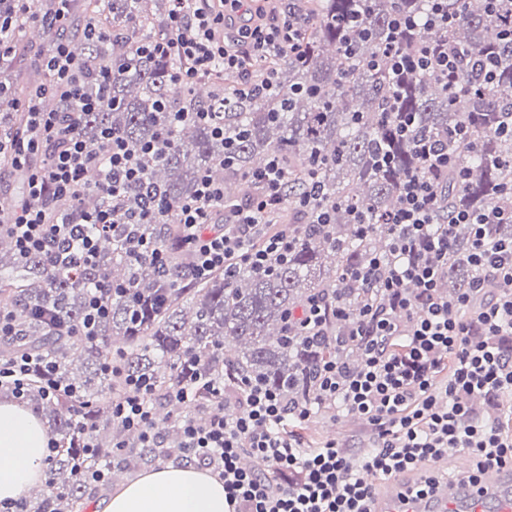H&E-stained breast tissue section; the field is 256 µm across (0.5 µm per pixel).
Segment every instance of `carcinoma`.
Instances as JSON below:
<instances>
[{"instance_id":"cac0c4a2","label":"carcinoma","mask_w":512,"mask_h":512,"mask_svg":"<svg viewBox=\"0 0 512 512\" xmlns=\"http://www.w3.org/2000/svg\"><path fill=\"white\" fill-rule=\"evenodd\" d=\"M302 42L292 55L250 62L257 76L276 74V84L260 99L239 95L221 69L210 75L214 91L206 104L224 113V139L210 128L186 123L174 130L171 144L159 158L146 162L148 182L158 187L166 215L157 224H143L140 234L161 247L172 245V214L192 196L201 174L231 186L243 181L272 155L280 156L288 175V232L297 246L285 263L265 273L241 265L226 275L186 282L183 258L174 257L172 274L160 277L150 258L136 261L125 241L114 235L100 239L98 264L92 270L65 269L41 255L22 259L13 243L0 249V294L20 311L18 336L3 338L0 357L20 346L57 364L55 377L78 388L82 404L63 396L44 399L40 377L32 374L29 400L51 422L54 448L52 478L38 490L34 512H83L85 496L105 489L87 477L102 466L141 467L176 451L180 435L167 416L164 448L129 447L112 458L118 426L110 403L122 392L126 376H141L154 386V403L164 407L171 391L210 376L235 387L256 379L286 398L304 399L317 355L336 356L334 340L318 354L304 344L289 323L313 296L325 295L352 311L370 289L358 286L353 271L384 252L386 220L397 205L400 184L410 173L431 179L440 196L443 219L449 209L484 210L512 204V133L499 127L512 113V0H502L490 14L486 0H448L459 14L450 31L425 25L428 0H295ZM169 0H87L84 25L106 28L112 40L86 43L81 53L82 89L100 96L98 73L112 68V106L87 114L80 131L94 144L100 130L121 135L128 148L140 146L169 129L170 113L200 102L172 87L173 59L141 57L136 45L165 32ZM404 11L417 26L401 47L424 45L455 49L464 67L458 74L397 76L380 64L391 17ZM490 58L496 80L476 81L472 64ZM415 117L414 138L438 140L454 151L466 171L457 180L422 167L413 138L398 134V118ZM465 124L472 140L460 143L448 132ZM234 143L233 164L224 163L226 143ZM392 163L382 166L379 156ZM324 186L322 205L331 224L320 230L293 202L309 175ZM376 225L362 235L356 220ZM474 275L469 263V228H457L456 248L444 276L448 294L467 287ZM129 288L113 295L109 313L98 325L99 342L76 335L88 292L100 281Z\"/></svg>"}]
</instances>
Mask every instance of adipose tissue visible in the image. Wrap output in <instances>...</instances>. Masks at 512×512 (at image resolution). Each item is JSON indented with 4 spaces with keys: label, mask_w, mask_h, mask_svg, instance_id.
<instances>
[{
    "label": "adipose tissue",
    "mask_w": 512,
    "mask_h": 512,
    "mask_svg": "<svg viewBox=\"0 0 512 512\" xmlns=\"http://www.w3.org/2000/svg\"><path fill=\"white\" fill-rule=\"evenodd\" d=\"M47 431L31 409L0 400V501L27 496L44 478ZM99 512H226L224 483L191 463L163 464L98 502Z\"/></svg>",
    "instance_id": "ef3b65f1"
}]
</instances>
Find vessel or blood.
Returning a JSON list of instances; mask_svg holds the SVG:
<instances>
[{
    "instance_id": "b4317fda",
    "label": "vessel or blood",
    "mask_w": 512,
    "mask_h": 512,
    "mask_svg": "<svg viewBox=\"0 0 512 512\" xmlns=\"http://www.w3.org/2000/svg\"><path fill=\"white\" fill-rule=\"evenodd\" d=\"M372 512H512V467L486 470L478 480L461 476L427 496H411L404 482L390 480L376 495Z\"/></svg>"
}]
</instances>
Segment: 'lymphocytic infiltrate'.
Returning <instances> with one entry per match:
<instances>
[{
  "mask_svg": "<svg viewBox=\"0 0 512 512\" xmlns=\"http://www.w3.org/2000/svg\"><path fill=\"white\" fill-rule=\"evenodd\" d=\"M35 2L10 0V15L0 16V55L10 50L3 34L11 30L13 16L52 36L37 59L48 82L32 86L21 100L0 89V108L23 112L27 125L23 132L0 131V158L23 177L32 199L18 205L10 223L0 224V234L13 240L21 257L42 255L66 268L90 269L99 238L121 231L130 239L132 257L149 255L160 274L168 275L166 253L138 234L139 225L152 223L164 210L162 197L147 186L145 167L164 144L147 142L135 155L121 136L106 130L98 145L88 144L80 121L111 105L112 73L99 75L102 96L86 97L81 60L67 38L73 0H47L43 10ZM173 2L168 16L173 37L141 44L137 52L177 59L170 80L185 92H193L218 66L237 76L239 86L264 94L271 79L256 80L247 61L298 50L301 32L290 13L267 25H244L228 40L226 17L252 12L254 0ZM413 26V17L401 13L390 21L384 55L391 71L457 70L454 52L428 46L402 51L398 40ZM48 96L68 102L70 112L43 110ZM250 179L262 190L246 203H229L223 184L204 175L194 195L178 206L174 221L183 231L181 247L192 255L191 278L203 281L238 265L264 273L294 250L289 233L264 230L268 215L284 202L280 157L271 156ZM88 190L101 198L95 209L77 221L60 216L62 204L76 202ZM437 203L430 179L407 175L388 217L386 254L353 274L354 281L373 288V295L354 312L321 295L295 312L308 347L326 337L333 318L344 328L338 344L360 350L352 364L337 356L317 362L314 401L292 404L267 384L250 380L235 396L238 411L220 406L205 421L180 418L181 458L197 461L223 480L229 512H371L380 480L459 450L471 457L474 479L488 467L512 465V410L500 403L512 394V238L489 235L491 226L512 223V210H455L439 224ZM461 224L471 228L469 262L476 275L462 293L445 297L439 284ZM490 281L497 284L491 296L486 293ZM36 368L45 396L75 395V387L53 378L51 361H34L26 352L0 365V389L25 399ZM127 385L125 396L112 404L113 419L136 435L141 447H160L150 382L134 377ZM477 397L486 402L484 412L473 408ZM322 410L344 411L367 425L369 445L362 455L335 440L302 447L294 427Z\"/></svg>",
  "mask_w": 512,
  "mask_h": 512,
  "instance_id": "lymphocytic-infiltrate-1",
  "label": "lymphocytic infiltrate"
}]
</instances>
